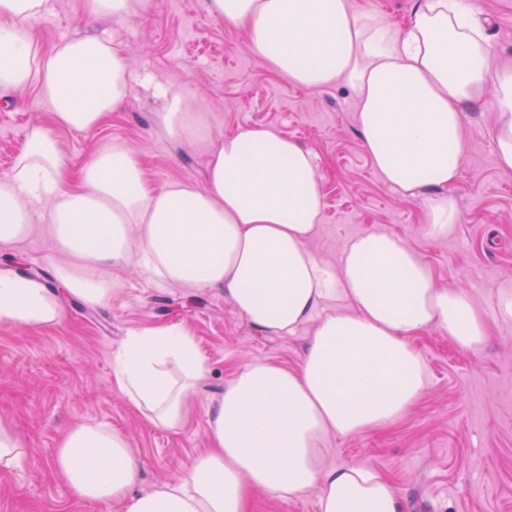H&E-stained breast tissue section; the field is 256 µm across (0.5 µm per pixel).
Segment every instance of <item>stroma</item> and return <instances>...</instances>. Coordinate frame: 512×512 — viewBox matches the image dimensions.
I'll list each match as a JSON object with an SVG mask.
<instances>
[{"instance_id":"1","label":"stroma","mask_w":512,"mask_h":512,"mask_svg":"<svg viewBox=\"0 0 512 512\" xmlns=\"http://www.w3.org/2000/svg\"><path fill=\"white\" fill-rule=\"evenodd\" d=\"M33 22L43 53L72 36L103 34L128 57L135 84L122 108L99 128L55 132L70 170L88 153L121 142L154 186L180 181L204 188L200 146L174 142L158 123V104L143 77L187 89L218 135L266 127L297 140L316 157L322 221L309 249L336 267L345 246L367 231L402 238L439 287L469 285L489 305L512 286V170L495 160L492 103L467 109V152L449 192L458 204L455 232L433 239L420 201L384 183L366 153L358 113L341 82L295 85L251 49L244 31L209 16L204 0H150L128 23L87 25L82 0H52ZM487 22L497 60L512 61V0H472ZM37 85L0 92V174L24 146L27 127L48 121ZM57 255L43 219L28 237L0 244V267L54 274ZM103 304L61 296L62 322L22 330L0 323V418L27 446L18 468L0 472V512H119L118 505L76 499L52 470L57 442L77 423H99L127 434L140 462L137 490L177 479L207 446V398L217 396L252 359L291 369L304 357L310 331L277 336L253 329L223 292L184 288L136 267L112 271ZM180 325L194 338L206 371L189 422L170 431L134 411L112 375V352L132 332ZM428 366L420 399L392 426L349 438L330 437L326 462L363 465L389 478L405 512H512V324L497 325L475 355L438 330L412 339Z\"/></svg>"}]
</instances>
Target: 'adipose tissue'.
Wrapping results in <instances>:
<instances>
[{
  "mask_svg": "<svg viewBox=\"0 0 512 512\" xmlns=\"http://www.w3.org/2000/svg\"><path fill=\"white\" fill-rule=\"evenodd\" d=\"M148 0H83L89 21L124 22ZM51 0H0V91L36 83L49 123L30 125L12 169L0 176V242L26 238L36 207L64 260L56 276L88 303L112 296V270L137 265L165 282L212 288L255 329L314 331L299 369L255 359L208 399L209 447L183 475L135 492L138 463L128 438L79 424L52 464L77 499L118 502L124 512H249L251 492L287 499L316 491L320 512H402L381 473L326 462L329 436H357L395 423L427 385L411 336L437 329L462 352L482 350L491 323H512V289L490 306L463 287H437L399 238L364 233L337 270L309 250L323 203L311 151L268 128L215 137L192 95L157 83L161 124L176 142L205 145L206 186L153 187L123 144L92 152L69 177L55 129L90 131L121 107L132 73L111 41L84 36L40 58L28 23ZM211 17L246 32L253 51L303 87L344 81L364 148L383 180L419 200L427 233L459 219L445 189L467 150L465 107L497 104L496 162L512 169V65L495 64L470 0H415L405 22L353 10L350 0H205ZM63 316L39 278L0 270V322L44 327ZM205 371L192 336L162 326L127 336L113 377L130 404L176 430Z\"/></svg>",
  "mask_w": 512,
  "mask_h": 512,
  "instance_id": "adipose-tissue-1",
  "label": "adipose tissue"
}]
</instances>
